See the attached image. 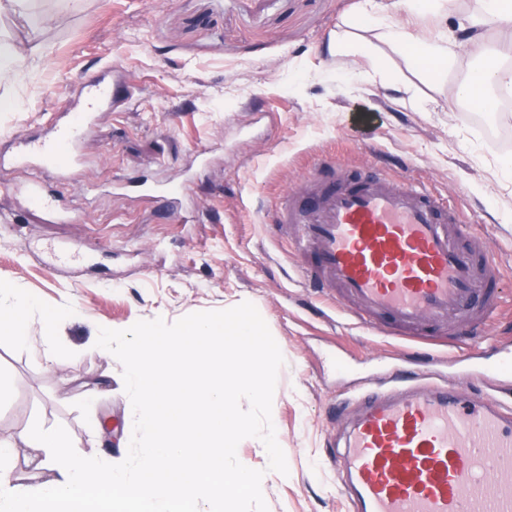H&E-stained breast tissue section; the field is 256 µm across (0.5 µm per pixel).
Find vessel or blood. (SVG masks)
<instances>
[{
  "mask_svg": "<svg viewBox=\"0 0 512 512\" xmlns=\"http://www.w3.org/2000/svg\"><path fill=\"white\" fill-rule=\"evenodd\" d=\"M137 96L126 84L84 79L74 117L17 138L0 173L24 170L17 192L50 220L81 221V210L45 202L41 176L75 175L99 113ZM273 222L292 233L308 279L358 324L420 339L488 328L500 311L502 267L488 241L463 234L456 214L412 182L334 167L287 193ZM354 401L346 445L330 459L354 512H512V409L428 371L396 373Z\"/></svg>",
  "mask_w": 512,
  "mask_h": 512,
  "instance_id": "obj_1",
  "label": "vessel or blood"
}]
</instances>
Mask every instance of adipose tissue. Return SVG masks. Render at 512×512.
Returning <instances> with one entry per match:
<instances>
[{
	"label": "adipose tissue",
	"mask_w": 512,
	"mask_h": 512,
	"mask_svg": "<svg viewBox=\"0 0 512 512\" xmlns=\"http://www.w3.org/2000/svg\"><path fill=\"white\" fill-rule=\"evenodd\" d=\"M506 18V25L499 28V39L492 50L493 64L482 65L472 72L467 81L459 84L455 97L479 104L491 98L493 92L512 90V65L507 58L512 55V0H482V9L474 16V26H481L487 18ZM386 37L395 48H415L419 61L430 69L437 70L455 56L460 43L447 37L412 36L399 23L389 24ZM34 304L23 289L0 283V335L18 343H26L34 331H52L58 315L41 312L39 319H32Z\"/></svg>",
	"instance_id": "obj_1"
}]
</instances>
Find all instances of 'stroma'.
<instances>
[{
	"instance_id": "obj_1",
	"label": "stroma",
	"mask_w": 512,
	"mask_h": 512,
	"mask_svg": "<svg viewBox=\"0 0 512 512\" xmlns=\"http://www.w3.org/2000/svg\"><path fill=\"white\" fill-rule=\"evenodd\" d=\"M362 0H35L0 15V41L39 47L31 77L0 86L16 101L0 112V150L66 112L79 82L116 65L141 93L131 109L100 113L70 180L42 177L45 194L83 220L48 222L0 189V281L37 310H56L51 345L0 337V439L31 421L63 426L74 445L99 440L98 456L125 459L133 433L122 367L94 348L100 328L174 323L248 301L284 357L272 419L289 473L268 468L253 437L237 458L263 471L268 512H350L330 453L355 408L350 391L410 362L426 344L352 324L304 282L287 230L269 218L284 191L323 160L382 169L439 195L495 244L510 307L486 331L436 334L473 357L470 395L498 390L512 403V374L487 371L512 352V112L490 122L493 139L452 89L478 67L458 56L434 74L395 51L380 28L356 26ZM391 21L439 22L459 34L479 0H447L441 17L413 0H384ZM338 33L356 42L357 76L328 65ZM207 149L198 158V149ZM185 182L175 199H142L116 183ZM52 349L58 365L42 354Z\"/></svg>"
}]
</instances>
